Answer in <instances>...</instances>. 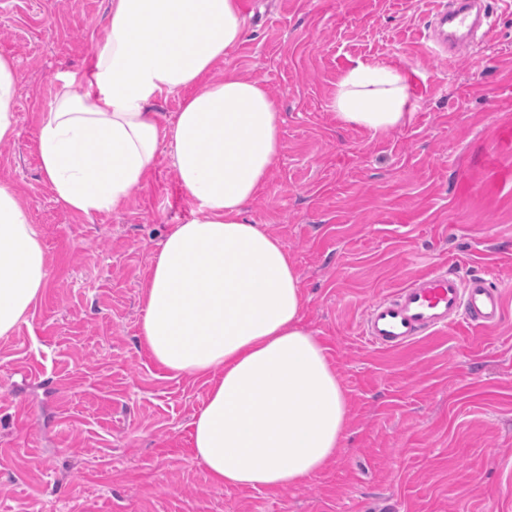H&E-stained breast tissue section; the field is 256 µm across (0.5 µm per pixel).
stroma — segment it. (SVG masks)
Masks as SVG:
<instances>
[{
  "instance_id": "obj_1",
  "label": "stroma",
  "mask_w": 512,
  "mask_h": 512,
  "mask_svg": "<svg viewBox=\"0 0 512 512\" xmlns=\"http://www.w3.org/2000/svg\"><path fill=\"white\" fill-rule=\"evenodd\" d=\"M112 0H0V55L17 65L15 134L0 142L41 234L48 282L0 338V512H512V9L454 58L429 52L433 0H240L242 41L210 73L260 80L281 151L247 211L300 276L303 322L343 388L348 425L323 470L276 491L219 486L194 457L206 380L144 347L143 285L196 208L160 144L117 211H67L46 184L39 117L82 71ZM362 58L406 77L413 115L372 135L331 107ZM492 274L501 322L385 352L360 325L375 298L439 266Z\"/></svg>"
}]
</instances>
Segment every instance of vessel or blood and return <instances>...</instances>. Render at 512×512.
Returning a JSON list of instances; mask_svg holds the SVG:
<instances>
[{"label": "vessel or blood", "instance_id": "vessel-or-blood-1", "mask_svg": "<svg viewBox=\"0 0 512 512\" xmlns=\"http://www.w3.org/2000/svg\"><path fill=\"white\" fill-rule=\"evenodd\" d=\"M474 0H439L430 23L435 35L433 53L458 55L468 47L466 39L454 42L437 37L441 27L470 24ZM503 313V296L487 274H459L437 268L410 278L392 293L374 299L366 309L361 335L380 350H398L425 335L465 322L476 327L497 325Z\"/></svg>", "mask_w": 512, "mask_h": 512}]
</instances>
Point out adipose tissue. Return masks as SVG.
Instances as JSON below:
<instances>
[{
  "instance_id": "obj_1",
  "label": "adipose tissue",
  "mask_w": 512,
  "mask_h": 512,
  "mask_svg": "<svg viewBox=\"0 0 512 512\" xmlns=\"http://www.w3.org/2000/svg\"><path fill=\"white\" fill-rule=\"evenodd\" d=\"M245 34L238 0H112L105 36L81 73L60 77L40 121V161L77 215L122 208L161 138L196 215L173 225L149 271L143 340L169 373L206 377L193 452L224 486L280 489L320 471L341 446L347 402L302 324L299 275L284 246L246 213L280 151L276 102L258 80L207 76ZM192 88L170 127L153 106ZM332 107L384 133L412 116L405 77L357 59ZM47 284L38 228L0 183V337L26 323Z\"/></svg>"
}]
</instances>
